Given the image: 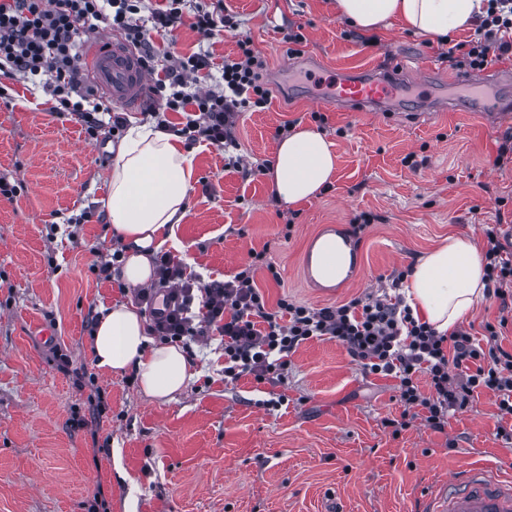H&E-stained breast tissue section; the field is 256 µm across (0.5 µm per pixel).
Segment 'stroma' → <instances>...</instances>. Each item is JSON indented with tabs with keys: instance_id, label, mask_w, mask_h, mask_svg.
<instances>
[{
	"instance_id": "35a3bbf8",
	"label": "stroma",
	"mask_w": 512,
	"mask_h": 512,
	"mask_svg": "<svg viewBox=\"0 0 512 512\" xmlns=\"http://www.w3.org/2000/svg\"><path fill=\"white\" fill-rule=\"evenodd\" d=\"M235 30L212 40L215 64L251 40L266 62L271 100L241 113L235 136L246 164H270L276 128L311 125L324 111L336 172L312 199L288 206L269 174L249 178L224 155L195 144V184L171 252L214 279L234 275L265 251L254 279L269 306L286 298L335 307L388 289L451 234L485 248L483 225L512 226V164L494 159L512 124L491 128L466 110L413 122L401 115L319 108L306 67L281 90L283 33L302 26V53L330 68L432 62L454 68L440 45L402 29L376 45L347 37L333 0H224ZM112 141L52 110L41 91L0 74V512H426L429 497L459 472L512 478V444L496 435L498 409L484 392L449 415L444 431L404 413L398 379L365 374L346 349L311 339L288 358L285 381L227 382L215 345L194 348L196 376L169 402L144 395L134 372L99 368L89 312L133 302L91 266L116 238L107 218ZM358 276L336 295L309 288L301 262L324 224L351 225ZM284 396L267 410L264 400ZM103 412H95L96 402ZM408 425L393 431L391 420Z\"/></svg>"
}]
</instances>
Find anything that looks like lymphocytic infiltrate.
I'll return each mask as SVG.
<instances>
[{
  "instance_id": "f902f5d3",
  "label": "lymphocytic infiltrate",
  "mask_w": 512,
  "mask_h": 512,
  "mask_svg": "<svg viewBox=\"0 0 512 512\" xmlns=\"http://www.w3.org/2000/svg\"><path fill=\"white\" fill-rule=\"evenodd\" d=\"M184 24L208 40L237 22L224 0H0V72L42 89L56 111L75 116L88 133L104 127L117 135L127 118L89 91L79 49L100 29L118 31L138 49L149 72L158 75L151 92L163 107L149 112L157 128L215 148L223 152L225 166L242 169L234 129L241 112L269 102L262 80L266 63L250 41L242 40L238 58L225 60L220 77H213L216 67L208 48L184 55L174 51V32ZM510 53L512 0H487L471 39L447 50L472 69ZM166 111L183 113V124L163 119ZM483 233L488 294L501 315L497 323H485L481 343L463 328L437 333L415 318L399 295L357 297L321 309L283 299L268 308L254 280L264 258L256 251L251 264L227 280L190 273L182 260L157 253L156 279L137 289L135 297L149 305V332L162 342L187 349L201 338L219 337L225 377L259 381L282 374L302 343L329 339L345 347L366 372L398 378L400 402L422 408L427 426L438 432L450 412L491 392L501 420L496 435L511 441L512 351L502 347L500 337L512 322V250L501 244L497 226H486ZM162 292L168 298L158 309L154 302ZM421 374L429 392L419 388Z\"/></svg>"
}]
</instances>
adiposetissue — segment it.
<instances>
[{
	"label": "adipose tissue",
	"mask_w": 512,
	"mask_h": 512,
	"mask_svg": "<svg viewBox=\"0 0 512 512\" xmlns=\"http://www.w3.org/2000/svg\"><path fill=\"white\" fill-rule=\"evenodd\" d=\"M336 12L371 32L399 21L404 28L439 43L468 27L482 0H335ZM336 154L318 132L300 127L284 137L271 163L274 196L289 204L309 200L331 181ZM195 172L194 158L177 137L153 123H132L116 148L106 201L112 229L126 247L119 270L129 286L154 276L150 255L186 215ZM402 295L413 313L438 333L456 328L486 298L484 261L472 238L452 234L421 256L404 278ZM98 367L116 373L135 369L144 395L168 402L193 379L180 347L151 345L144 318L127 304L103 312L91 338Z\"/></svg>",
	"instance_id": "obj_1"
}]
</instances>
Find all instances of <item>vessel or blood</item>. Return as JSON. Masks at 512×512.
Here are the masks:
<instances>
[{"mask_svg":"<svg viewBox=\"0 0 512 512\" xmlns=\"http://www.w3.org/2000/svg\"><path fill=\"white\" fill-rule=\"evenodd\" d=\"M84 68L96 91L127 111L144 102L150 81L137 51L115 32L97 36L87 43ZM434 73L415 78L409 67L397 70L379 68L339 69L328 72L320 84L332 94L333 102L350 112H390L404 94L420 104L416 119H429L440 112H452L459 100H466L481 112L488 123H497L512 111L489 93L493 82L512 80L507 69L469 71L455 77L462 99H439ZM432 512H512V483L480 471H471L449 479L445 489L432 502Z\"/></svg>","mask_w":512,"mask_h":512,"instance_id":"obj_1","label":"vessel or blood"}]
</instances>
